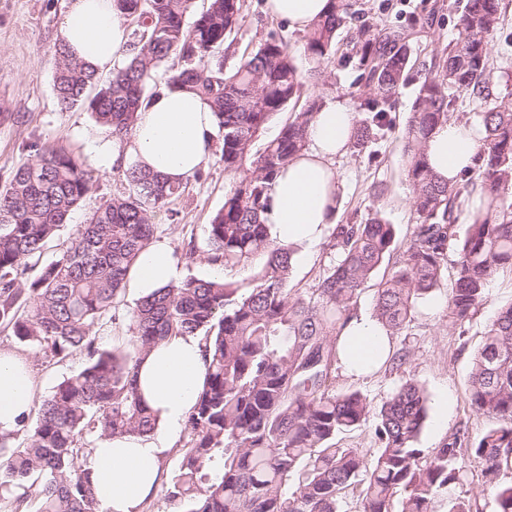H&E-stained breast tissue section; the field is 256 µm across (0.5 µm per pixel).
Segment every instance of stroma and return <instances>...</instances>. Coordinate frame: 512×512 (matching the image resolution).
Here are the masks:
<instances>
[{
	"label": "stroma",
	"instance_id": "stroma-1",
	"mask_svg": "<svg viewBox=\"0 0 512 512\" xmlns=\"http://www.w3.org/2000/svg\"><path fill=\"white\" fill-rule=\"evenodd\" d=\"M452 0H366V18L373 23L390 22L404 26L408 46L418 64H430L438 51L456 37V13ZM66 0H0V184L11 169L31 159V142L65 147L99 172L92 191L71 212L57 239L48 243L41 258L49 263L59 258L60 242L106 201L125 188L121 172H100L95 146L109 140L86 107L60 111L53 92L56 32ZM287 42L299 71L305 78V97L322 102L341 100L357 107L364 91L355 81L356 73L341 66L338 56L313 61L304 49L301 32L287 22L271 17L264 0H245L242 21L235 34L238 50L255 49L270 34ZM489 49L494 69L489 85L492 95L512 89V10L505 14L501 28L491 37ZM419 82L410 79L391 114V129L379 132L362 153L347 151L338 157L335 168L343 184L336 212L337 223L364 221L382 213L396 224L400 235H409L414 216L411 188L403 166L402 131L411 110ZM234 186L225 173L219 155H212L203 175L190 179L183 195L153 222L154 242L169 250L183 241L194 240L192 257L181 258L182 277L206 278L212 264L208 258L207 226L222 208L224 197ZM512 300V272L498 273L491 281L489 295L475 317L464 328L449 326L446 293L438 291L418 307L407 330L391 337V351L408 352L401 368L381 364L373 373L353 376L337 369L334 386L339 390L358 389L382 402L407 380L423 386L428 394V411L419 447H439L459 426H466L469 438L482 435L493 421L476 415L468 400L471 359L482 346L485 333L500 306ZM0 350L14 351L32 362L37 399L47 398L66 377L85 364L83 355L59 360L18 342L10 330L0 327Z\"/></svg>",
	"mask_w": 512,
	"mask_h": 512
}]
</instances>
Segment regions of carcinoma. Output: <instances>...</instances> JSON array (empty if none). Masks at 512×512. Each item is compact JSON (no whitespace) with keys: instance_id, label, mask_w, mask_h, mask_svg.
Listing matches in <instances>:
<instances>
[{"instance_id":"cac0c4a2","label":"carcinoma","mask_w":512,"mask_h":512,"mask_svg":"<svg viewBox=\"0 0 512 512\" xmlns=\"http://www.w3.org/2000/svg\"><path fill=\"white\" fill-rule=\"evenodd\" d=\"M132 29L125 63L103 80L57 50L54 91L62 111L85 106L112 137L130 135L138 113L162 86L200 94L218 118L224 171L239 181L208 224L209 260L258 268L255 286L190 277L139 300L128 312L132 350H102L94 324L116 319L127 276L151 244L154 216L183 193L137 166L122 170L125 191L92 215L40 268L47 244L97 181L69 150L43 144L33 160L0 185V325L33 350L86 363L56 386L26 433L0 434V501L23 512L24 482L43 480L39 512H97L82 459L85 431L101 437L143 435L156 418L136 386L143 353L169 336H201L206 378L186 418L184 445L168 498L175 512H344L347 494L359 512H474L462 490L477 476L494 495L495 512H512V302L489 325L473 358L469 403L495 424L461 454L457 430L431 452L417 447L427 418L425 389L409 380L380 404L359 390L337 391V339L366 284L380 268L374 318L393 336L404 332L420 300L447 280L448 324L462 327L478 313L487 287L512 271V91L490 99L489 35L501 25L503 0H463L453 44L421 76L402 137L415 215L405 249L398 230L377 212L363 222L328 228L334 255L310 290L289 287L291 252L270 239L262 215L276 176L305 149L318 100L292 113L278 133L263 134L296 103L304 80L288 45L272 34L251 53L235 54L231 35L241 0H114ZM306 30L304 48L317 60L337 53L341 30L360 20L350 52L341 56L368 92L354 117L349 146L367 150L413 69L405 30L363 20V0H329ZM195 14L192 24L186 17ZM178 67L158 82L160 67ZM467 97L484 105L473 174L442 182L428 159L434 130ZM454 249L448 278V249ZM379 451L371 462L336 437L368 423ZM461 488L450 496L448 489Z\"/></svg>"}]
</instances>
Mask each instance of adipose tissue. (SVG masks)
<instances>
[{
  "mask_svg": "<svg viewBox=\"0 0 512 512\" xmlns=\"http://www.w3.org/2000/svg\"><path fill=\"white\" fill-rule=\"evenodd\" d=\"M268 13L287 20L297 31L329 9L328 0H265ZM56 37L77 61L108 72L127 57V28L113 0H67ZM354 113L344 102L326 103L311 122L307 146L273 181L264 214L270 237L288 246L293 259L306 257L323 242L334 221L342 185L334 167L347 148ZM216 117L195 92L172 87L161 91L139 114L131 136L102 143L97 153L106 169L136 165L182 183L203 168L214 144ZM477 129L455 120L439 126L428 147L430 165L441 178L460 179L481 149ZM180 267L169 249L148 245L128 276L135 297L177 283ZM388 337L375 320L351 319L338 339L340 361L352 374L378 366L388 351ZM200 341L172 336L150 349L138 369L139 392L157 417L153 433L104 437L87 456L99 512H139L156 490L160 464L181 431L205 381ZM34 373L27 358L0 351V434L15 431L30 415Z\"/></svg>",
  "mask_w": 512,
  "mask_h": 512,
  "instance_id": "ef3b65f1",
  "label": "adipose tissue"
}]
</instances>
